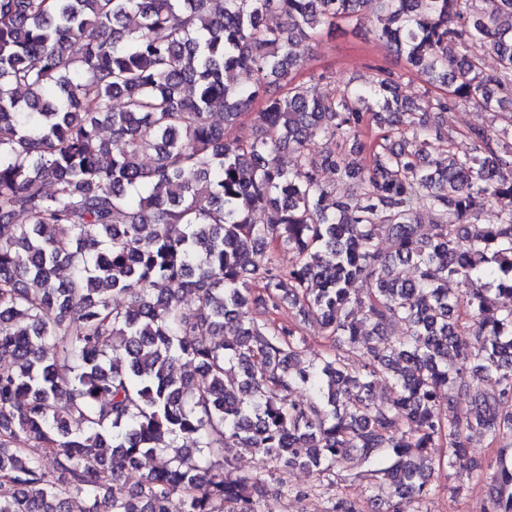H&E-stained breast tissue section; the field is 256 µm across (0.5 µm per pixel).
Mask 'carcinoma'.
<instances>
[{
    "label": "carcinoma",
    "mask_w": 512,
    "mask_h": 512,
    "mask_svg": "<svg viewBox=\"0 0 512 512\" xmlns=\"http://www.w3.org/2000/svg\"><path fill=\"white\" fill-rule=\"evenodd\" d=\"M481 2L0 0V512H263L234 448L315 476L356 458L376 494L421 500L431 449L512 438V307L487 296L512 295V0ZM365 8L445 93L410 101L382 68L331 96L288 82L295 41ZM465 104L507 125L435 154ZM285 304L297 320L270 318ZM450 390L472 414L443 419ZM493 481L487 512H512V457Z\"/></svg>",
    "instance_id": "carcinoma-1"
}]
</instances>
